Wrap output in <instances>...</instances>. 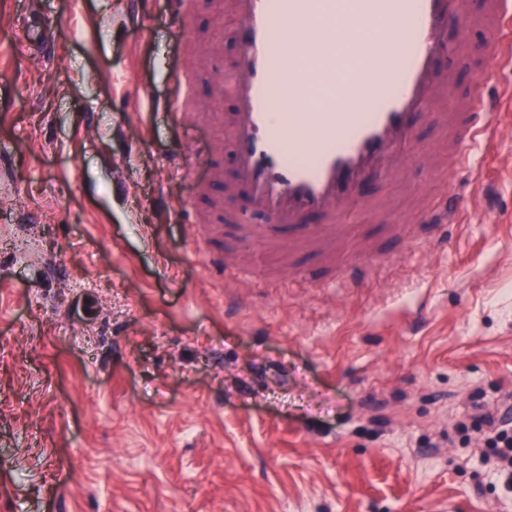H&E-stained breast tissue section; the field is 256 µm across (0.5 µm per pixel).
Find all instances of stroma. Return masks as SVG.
Wrapping results in <instances>:
<instances>
[{
  "mask_svg": "<svg viewBox=\"0 0 512 512\" xmlns=\"http://www.w3.org/2000/svg\"><path fill=\"white\" fill-rule=\"evenodd\" d=\"M225 0L138 23L129 0H0V512H512L478 392L512 398V69L491 66L508 135L474 153L447 243L396 248L357 289L315 288L300 252L251 269L197 142L229 149ZM58 34L32 60L29 18ZM192 49L181 54L183 39ZM188 71L189 112L170 103ZM93 131H86V123ZM417 168L404 217L447 191ZM194 202L236 271L170 214Z\"/></svg>",
  "mask_w": 512,
  "mask_h": 512,
  "instance_id": "obj_1",
  "label": "stroma"
}]
</instances>
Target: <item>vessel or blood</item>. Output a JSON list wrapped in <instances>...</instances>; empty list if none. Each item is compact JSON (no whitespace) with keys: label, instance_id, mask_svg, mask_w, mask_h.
I'll return each instance as SVG.
<instances>
[{"label":"vessel or blood","instance_id":"1","mask_svg":"<svg viewBox=\"0 0 512 512\" xmlns=\"http://www.w3.org/2000/svg\"><path fill=\"white\" fill-rule=\"evenodd\" d=\"M331 0H228L239 21L242 52L225 73V94L237 103L227 125L237 170L224 186L223 209L244 239L279 243L289 230V253L303 250L338 258L333 277L322 288H357L382 252L366 226L350 223L347 211L362 201L370 222L387 239L420 246L424 225L450 227L466 201L456 192L421 203L411 223H398L397 209L386 199H363L370 179L403 184L414 162L435 165L447 157L445 180L469 169L473 149L494 142L499 128L496 105L480 88L488 80L486 61L512 63V0H355L360 18L387 25V35L353 44L360 58L344 85L322 61V37L307 27L308 18L325 13ZM477 16L488 34L486 57L466 72L442 66L464 37L469 16ZM23 39L35 58L56 41L39 22ZM338 87L337 98L362 99L355 112H340L328 99L323 112H305L300 102L310 86ZM455 99L457 108L441 111ZM435 130L431 145H420L421 123ZM266 216L248 223L244 209ZM186 234L207 238L209 229L194 207L175 208Z\"/></svg>","mask_w":512,"mask_h":512}]
</instances>
